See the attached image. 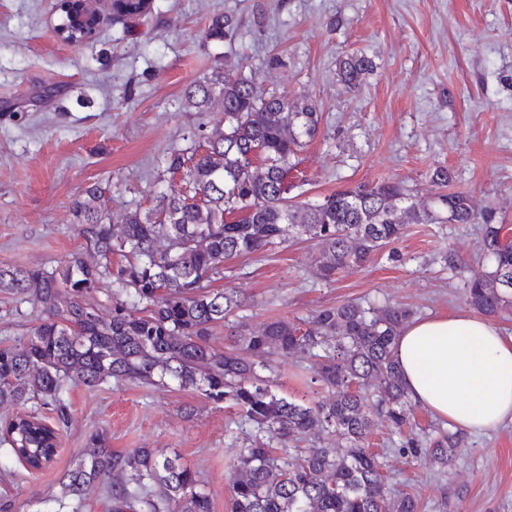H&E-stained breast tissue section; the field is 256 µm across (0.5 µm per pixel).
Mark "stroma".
<instances>
[{"mask_svg":"<svg viewBox=\"0 0 512 512\" xmlns=\"http://www.w3.org/2000/svg\"><path fill=\"white\" fill-rule=\"evenodd\" d=\"M217 11L242 22L233 52L202 38ZM60 21L56 0H0V266L51 270L84 252L71 203L91 185L106 187L113 216L151 208L169 186L160 177L165 156L192 151L209 120L183 107V92L226 55L259 72L266 89L321 105L317 137L290 177L295 200L384 179L427 199L442 190L432 180L440 167L476 206L493 203L512 236V0H154L138 23L105 21L81 45L56 35ZM353 52L373 63L356 89L338 75ZM449 249L463 260L454 270L444 262ZM481 252L478 225L413 224L371 263L327 283L314 275L319 249L310 241L228 260L207 286L239 292L242 307L213 327L211 343L221 348L268 319L306 318L347 300L401 303L419 318L452 315L469 307L464 282ZM39 317L33 303L0 293V343L22 342ZM314 364L303 354L277 359L280 392L302 398ZM101 429L116 452L177 453L212 512H231L229 461L253 427L227 404L174 384L72 385L53 465L34 474L14 465L0 476V499L41 512ZM370 443L386 451L391 492L415 493L420 512H512V423L463 434L445 469L399 453L386 421L376 420Z\"/></svg>","mask_w":512,"mask_h":512,"instance_id":"obj_1","label":"stroma"}]
</instances>
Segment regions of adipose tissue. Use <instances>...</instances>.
I'll use <instances>...</instances> for the list:
<instances>
[{"mask_svg":"<svg viewBox=\"0 0 512 512\" xmlns=\"http://www.w3.org/2000/svg\"><path fill=\"white\" fill-rule=\"evenodd\" d=\"M396 360L408 399L472 433L512 421V336L466 311L414 319Z\"/></svg>","mask_w":512,"mask_h":512,"instance_id":"1","label":"adipose tissue"}]
</instances>
